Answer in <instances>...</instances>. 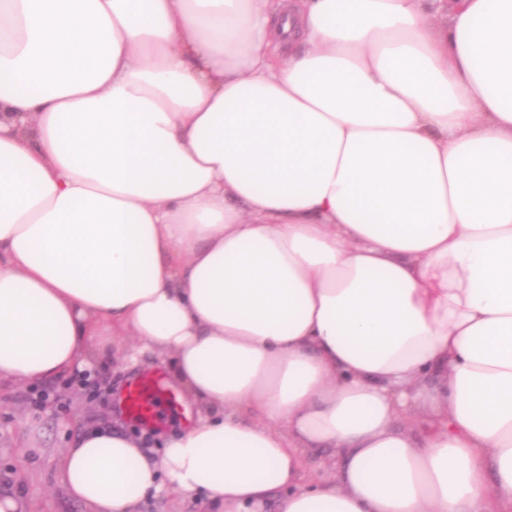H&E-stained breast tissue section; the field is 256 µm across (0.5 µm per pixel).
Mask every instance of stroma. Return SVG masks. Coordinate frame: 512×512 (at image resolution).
<instances>
[{
  "label": "stroma",
  "mask_w": 512,
  "mask_h": 512,
  "mask_svg": "<svg viewBox=\"0 0 512 512\" xmlns=\"http://www.w3.org/2000/svg\"><path fill=\"white\" fill-rule=\"evenodd\" d=\"M88 348L96 358L93 387L69 384L66 378L0 387V491L22 496L26 512H86L57 481L59 459L78 436L94 427H109L141 439L155 455L164 448L163 436L179 432L189 417H201L205 408L189 400L175 381L170 365L138 343L135 337L99 336ZM152 371L176 398L164 410L160 431L127 420L114 407L134 375ZM47 391L44 406L30 403V395ZM140 512H218L206 496L186 497L169 488L151 493Z\"/></svg>",
  "instance_id": "obj_1"
}]
</instances>
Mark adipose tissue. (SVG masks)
Returning <instances> with one entry per match:
<instances>
[{"label": "adipose tissue", "mask_w": 512, "mask_h": 512, "mask_svg": "<svg viewBox=\"0 0 512 512\" xmlns=\"http://www.w3.org/2000/svg\"><path fill=\"white\" fill-rule=\"evenodd\" d=\"M96 321L210 414L88 512H512V0H0V385ZM303 461L302 483L311 479L327 478L335 472V458L332 451L324 448H304L301 450ZM167 480L164 479V487L151 493L141 504L140 512H217L221 511L219 505L206 496L198 495L185 497L173 490L166 488Z\"/></svg>", "instance_id": "ef3b65f1"}]
</instances>
